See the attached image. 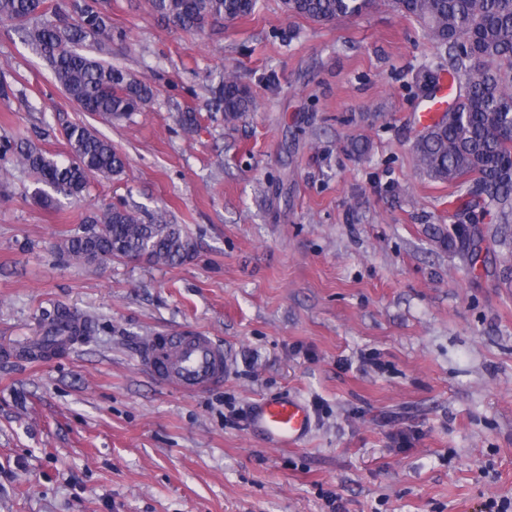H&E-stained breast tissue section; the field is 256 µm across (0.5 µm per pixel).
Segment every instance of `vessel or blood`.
<instances>
[{
    "mask_svg": "<svg viewBox=\"0 0 512 512\" xmlns=\"http://www.w3.org/2000/svg\"><path fill=\"white\" fill-rule=\"evenodd\" d=\"M143 356L160 380L186 393L211 389L224 380V349L200 332L153 337L145 343ZM250 423L278 448L297 445L314 426L308 406L293 397L257 402Z\"/></svg>",
    "mask_w": 512,
    "mask_h": 512,
    "instance_id": "1",
    "label": "vessel or blood"
}]
</instances>
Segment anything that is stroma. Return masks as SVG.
Listing matches in <instances>:
<instances>
[{"label":"stroma","mask_w":512,"mask_h":512,"mask_svg":"<svg viewBox=\"0 0 512 512\" xmlns=\"http://www.w3.org/2000/svg\"><path fill=\"white\" fill-rule=\"evenodd\" d=\"M112 36L109 62L156 89L114 125L0 20V141L20 131L64 160V128L84 122L126 159L58 210L0 160V512H512V248L474 269L434 236L496 217L415 166L414 76L438 63L419 23L383 4L321 23L262 0L190 33L150 0H112ZM228 72L257 101L233 126L213 104ZM103 204L164 214L193 258L60 256ZM60 308L90 314L93 336L24 356ZM196 329L228 369L185 394L142 351ZM285 394L314 419L295 448L249 426L255 401Z\"/></svg>","instance_id":"1"}]
</instances>
